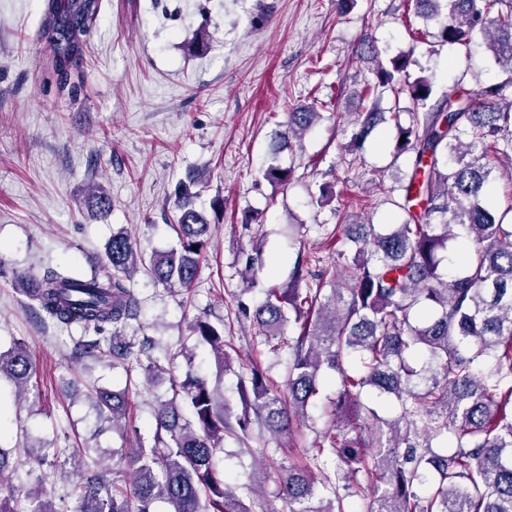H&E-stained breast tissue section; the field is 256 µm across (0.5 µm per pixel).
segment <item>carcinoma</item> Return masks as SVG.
<instances>
[{"instance_id":"cac0c4a2","label":"carcinoma","mask_w":512,"mask_h":512,"mask_svg":"<svg viewBox=\"0 0 512 512\" xmlns=\"http://www.w3.org/2000/svg\"><path fill=\"white\" fill-rule=\"evenodd\" d=\"M56 13L49 0L43 24L55 68L62 79L77 64L84 36L98 16L99 0L69 3ZM416 14L432 24L423 34L470 49L474 35L507 73L476 93H444L432 99L433 83L422 76L401 80L408 62L399 56L378 66V86L395 100L390 116L376 104L355 113L348 151H358L386 120L394 123V154L410 166L398 185L379 184L385 195L401 192V224H338L327 234L342 261L336 283L306 281L301 260L288 286L261 289L250 318L273 354L288 355V376L279 388L252 369L237 387L242 406L232 418L205 378H171L176 401L154 407L155 444L120 456L126 481L105 471L75 484L74 512H248L219 466L224 435L244 439L253 425L293 437L315 406L320 376L337 375L336 399L324 407L331 428L306 446L304 462L281 468L277 483L289 512H345L355 489L370 497L367 512H512V212L488 203L499 141L512 145V0H414ZM409 124H402V115ZM320 113L299 106L287 113L278 149H292ZM265 180L288 185L292 170L270 164ZM176 200L174 229L179 247L145 257L137 241L115 232L106 248L104 276L49 269L19 274L15 284L31 307L60 327L86 332L112 329V366L125 364L133 346L122 328L139 319L141 304L128 282L142 268L163 286L196 287L199 257L210 224L196 209L190 176ZM441 223H433L434 215ZM198 249H193V246ZM306 287H300L301 282ZM295 324L288 335L285 327ZM193 335L225 359L224 334L197 318ZM18 388L28 385L33 363L26 346L0 353V374ZM369 391L387 396L398 415H379ZM100 415L116 424L135 407L128 391L98 389ZM333 472L320 481L313 469L324 458ZM365 473L368 487L357 481Z\"/></svg>"}]
</instances>
